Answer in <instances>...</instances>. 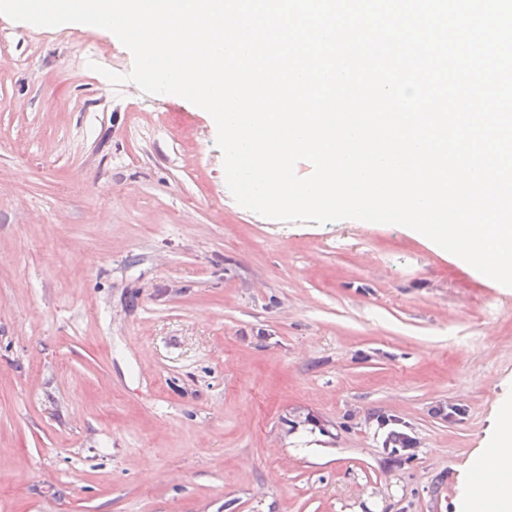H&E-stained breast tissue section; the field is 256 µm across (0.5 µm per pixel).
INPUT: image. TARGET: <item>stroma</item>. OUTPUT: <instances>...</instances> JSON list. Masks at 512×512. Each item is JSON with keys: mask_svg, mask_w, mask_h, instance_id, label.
I'll list each match as a JSON object with an SVG mask.
<instances>
[{"mask_svg": "<svg viewBox=\"0 0 512 512\" xmlns=\"http://www.w3.org/2000/svg\"><path fill=\"white\" fill-rule=\"evenodd\" d=\"M1 31L0 512H457L512 288L404 226L243 208L208 112L109 88L117 37ZM386 416L380 418L383 428H388L386 437L383 441L384 448L390 450L394 455L399 454L401 451H408L414 448V440L404 430L405 426L400 423L398 419H394L395 424L385 426Z\"/></svg>", "mask_w": 512, "mask_h": 512, "instance_id": "stroma-1", "label": "stroma"}]
</instances>
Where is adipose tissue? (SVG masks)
<instances>
[{
  "label": "adipose tissue",
  "mask_w": 512,
  "mask_h": 512,
  "mask_svg": "<svg viewBox=\"0 0 512 512\" xmlns=\"http://www.w3.org/2000/svg\"><path fill=\"white\" fill-rule=\"evenodd\" d=\"M490 449L497 483L480 504L475 503L470 494H463L459 512H512V408L501 417Z\"/></svg>",
  "instance_id": "ef3b65f1"
}]
</instances>
